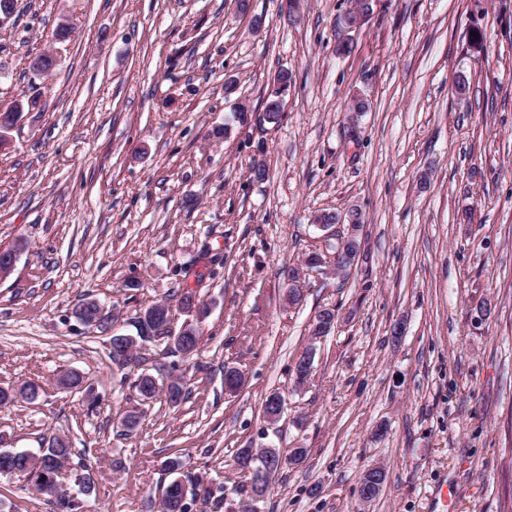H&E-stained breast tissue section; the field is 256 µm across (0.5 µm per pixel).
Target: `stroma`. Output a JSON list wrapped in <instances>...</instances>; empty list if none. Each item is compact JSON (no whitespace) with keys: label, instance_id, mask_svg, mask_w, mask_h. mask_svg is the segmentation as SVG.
Masks as SVG:
<instances>
[{"label":"stroma","instance_id":"1","mask_svg":"<svg viewBox=\"0 0 512 512\" xmlns=\"http://www.w3.org/2000/svg\"><path fill=\"white\" fill-rule=\"evenodd\" d=\"M366 2L351 37L341 18L354 0H301L294 20L283 0L245 12L237 0H18L0 30V104L42 95L0 148V248L27 243L0 281V387L34 382L42 395L0 408V440L33 453L67 440L69 468L95 478L83 512H158L173 457L183 480L223 484L241 512L237 452L266 446L308 456L276 475L258 512H512V0ZM64 22L73 32L59 42ZM345 38L351 51L337 54ZM41 51L58 58L47 76L28 65ZM282 68L279 122L241 125L237 103L262 110ZM356 96L369 111H350ZM351 208L362 253L340 275L346 228L315 217ZM313 253L325 265L289 304L287 271ZM188 289L209 309L188 397L139 403L108 336L71 312L97 298L126 334L165 301L181 324ZM326 308L335 329L313 338ZM229 367L245 378L235 394ZM67 371L97 408L60 389ZM274 391L287 410L271 424ZM372 465L387 478L365 504ZM0 507L54 510L5 476Z\"/></svg>","mask_w":512,"mask_h":512}]
</instances>
